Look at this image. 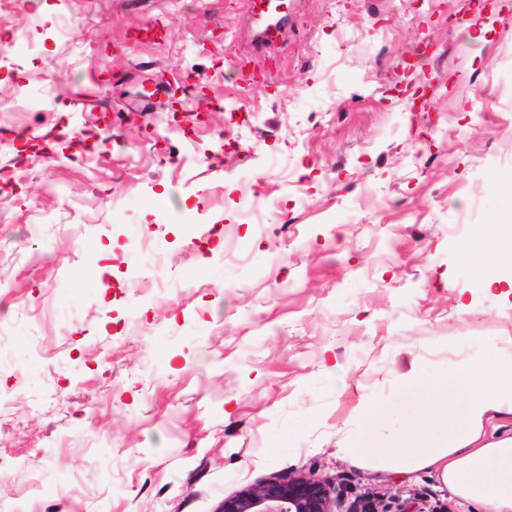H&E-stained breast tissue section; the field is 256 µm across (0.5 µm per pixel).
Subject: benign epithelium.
I'll use <instances>...</instances> for the list:
<instances>
[{
  "label": "benign epithelium",
  "instance_id": "benign-epithelium-1",
  "mask_svg": "<svg viewBox=\"0 0 512 512\" xmlns=\"http://www.w3.org/2000/svg\"><path fill=\"white\" fill-rule=\"evenodd\" d=\"M328 483L298 473L270 476L224 498L217 512H337Z\"/></svg>",
  "mask_w": 512,
  "mask_h": 512
}]
</instances>
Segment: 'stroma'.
<instances>
[{"label": "stroma", "instance_id": "obj_1", "mask_svg": "<svg viewBox=\"0 0 512 512\" xmlns=\"http://www.w3.org/2000/svg\"><path fill=\"white\" fill-rule=\"evenodd\" d=\"M264 8L0 11V512H215L295 473L483 512L336 432L456 337L512 336L462 259L512 225V0H279L272 63ZM244 56L270 72L246 89Z\"/></svg>", "mask_w": 512, "mask_h": 512}]
</instances>
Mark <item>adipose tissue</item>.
Here are the masks:
<instances>
[{
	"label": "adipose tissue",
	"mask_w": 512,
	"mask_h": 512,
	"mask_svg": "<svg viewBox=\"0 0 512 512\" xmlns=\"http://www.w3.org/2000/svg\"><path fill=\"white\" fill-rule=\"evenodd\" d=\"M465 256L490 281L512 286V225L499 227L492 239L478 234ZM459 346L466 357L433 387L413 379L398 383L406 408L389 409L382 392L365 394L338 452L366 468L433 472L484 512H512V437L491 441L485 432L494 420L512 419V336L489 343L464 336Z\"/></svg>",
	"instance_id": "1"
}]
</instances>
